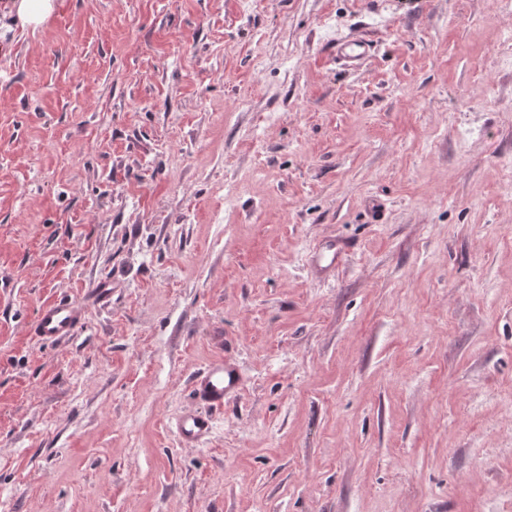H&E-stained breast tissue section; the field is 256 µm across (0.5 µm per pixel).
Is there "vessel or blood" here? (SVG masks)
Segmentation results:
<instances>
[{
    "instance_id": "vessel-or-blood-1",
    "label": "vessel or blood",
    "mask_w": 512,
    "mask_h": 512,
    "mask_svg": "<svg viewBox=\"0 0 512 512\" xmlns=\"http://www.w3.org/2000/svg\"><path fill=\"white\" fill-rule=\"evenodd\" d=\"M370 52L369 43L361 38L336 44V57L349 67L358 66ZM85 319L83 304L72 298H60L41 307L32 326L35 337L59 343L73 337ZM242 380L236 364L228 358L209 361L192 380V404L176 424L182 446H202L211 436L216 413L238 395Z\"/></svg>"
}]
</instances>
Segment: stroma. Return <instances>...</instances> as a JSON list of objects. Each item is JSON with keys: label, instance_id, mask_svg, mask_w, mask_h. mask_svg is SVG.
<instances>
[{"label": "stroma", "instance_id": "obj_1", "mask_svg": "<svg viewBox=\"0 0 512 512\" xmlns=\"http://www.w3.org/2000/svg\"><path fill=\"white\" fill-rule=\"evenodd\" d=\"M56 2L0 27V512H512V12ZM370 52V44L361 38L336 41V59L347 67H356ZM343 256V249L335 242L324 243L316 249L314 259L321 270H331L336 267ZM84 319L85 308L81 302L60 298L41 307L32 334L41 340L59 343L73 337ZM242 380L236 364L229 358L216 357L192 380V405L176 423V432L184 447L202 446L211 436L214 417L238 395Z\"/></svg>", "mask_w": 512, "mask_h": 512}]
</instances>
